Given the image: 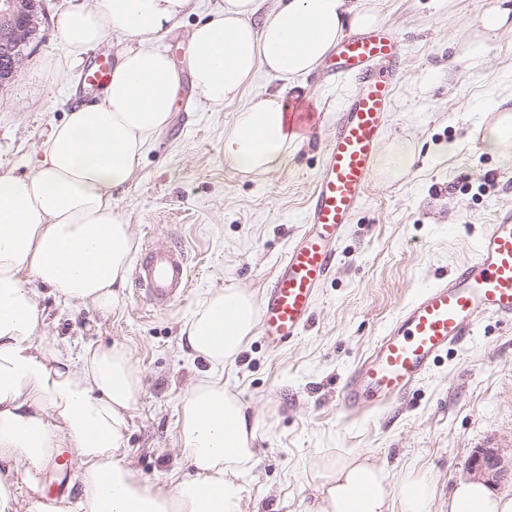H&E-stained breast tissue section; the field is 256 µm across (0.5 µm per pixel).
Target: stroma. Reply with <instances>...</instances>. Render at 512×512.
Wrapping results in <instances>:
<instances>
[{
  "mask_svg": "<svg viewBox=\"0 0 512 512\" xmlns=\"http://www.w3.org/2000/svg\"><path fill=\"white\" fill-rule=\"evenodd\" d=\"M83 0H46L42 21L16 76L0 87V172L29 174L52 124L62 121L90 63L111 55L101 45L71 60L56 19ZM485 0H380L397 35L400 69L383 145L413 150L398 180L373 175L364 200L336 243V263L316 300L312 322L276 350L259 332L224 368L231 392L257 421L255 455L240 484L242 512H311L325 461L371 457L394 474L415 469L435 489L430 512L468 478L477 448L497 438L512 454V324L487 316L438 358L403 401L346 417L339 390L399 309L422 288L451 275L474 254L489 224L512 211L506 165L480 145L494 123L491 104L512 108V31L480 63L460 46ZM218 0H193L175 33L160 44L184 67L189 34ZM353 78L312 73L286 92L308 104L317 130L295 149L288 169L243 176L224 160V131L238 103L213 112L181 95L170 124L142 159L137 177L112 204L138 245L172 239L188 256L191 286L180 300L152 307L132 287L109 314L41 303L63 351L122 343L141 372L142 393L129 421L135 477L160 487L189 472L179 439L184 395L210 364L182 334L210 290L240 288L261 297L304 222L310 193L336 122L356 93ZM457 144L448 154V144Z\"/></svg>",
  "mask_w": 512,
  "mask_h": 512,
  "instance_id": "stroma-1",
  "label": "stroma"
}]
</instances>
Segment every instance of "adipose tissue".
<instances>
[{
	"instance_id": "adipose-tissue-1",
	"label": "adipose tissue",
	"mask_w": 512,
	"mask_h": 512,
	"mask_svg": "<svg viewBox=\"0 0 512 512\" xmlns=\"http://www.w3.org/2000/svg\"><path fill=\"white\" fill-rule=\"evenodd\" d=\"M192 0H84L59 15L69 53L107 42L112 78L51 127L34 169L0 173V487L19 490L25 512H241L239 482L254 455L255 421L224 385L257 324L252 293L209 292L187 323V342L212 369L185 395L179 425L191 475L167 487L141 484L128 461L127 433L142 392L130 354L115 343L72 357L47 335L41 291L70 305L109 312L122 303L137 242L112 204L170 123L181 75L159 44ZM220 0L189 38L195 102L212 111L240 102L224 133V158L237 173L287 169L293 140L283 92H243L257 71L293 80L315 71L340 40L381 25L377 0ZM512 25V0H489L466 35L478 57ZM80 462L76 501L45 499L39 484L56 449ZM431 485L394 478L356 454L326 465L313 512H430ZM448 512H512V496L459 482Z\"/></svg>"
}]
</instances>
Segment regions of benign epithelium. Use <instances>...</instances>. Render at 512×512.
I'll return each mask as SVG.
<instances>
[{"instance_id": "7a95c632", "label": "benign epithelium", "mask_w": 512, "mask_h": 512, "mask_svg": "<svg viewBox=\"0 0 512 512\" xmlns=\"http://www.w3.org/2000/svg\"><path fill=\"white\" fill-rule=\"evenodd\" d=\"M10 9L0 14L6 17L24 14L23 25L13 26L0 37V86L9 82L16 74L25 57V49L38 32L41 17L45 15L44 0H24V9H16L14 0H8ZM472 477L490 487L499 485L512 474V456L502 454L499 448H481L473 455L469 464Z\"/></svg>"}]
</instances>
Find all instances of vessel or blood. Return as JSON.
<instances>
[{
    "label": "vessel or blood",
    "instance_id": "b4317fda",
    "mask_svg": "<svg viewBox=\"0 0 512 512\" xmlns=\"http://www.w3.org/2000/svg\"><path fill=\"white\" fill-rule=\"evenodd\" d=\"M332 62L331 76L353 75L361 90L336 123L304 227L261 298V332L273 348L295 341L309 324L334 265L336 240L371 182L392 103L396 45L386 28L344 37ZM111 74L112 61L103 57L87 69L85 81L98 88ZM285 122L289 131L301 135L316 128L314 113L298 107L287 110ZM130 278L149 304L175 302L189 288L187 253L172 241H150ZM487 315L512 321V213L489 226L473 257L450 277L423 289L398 311L344 382L342 410L357 416L405 398L437 358Z\"/></svg>",
    "mask_w": 512,
    "mask_h": 512
}]
</instances>
